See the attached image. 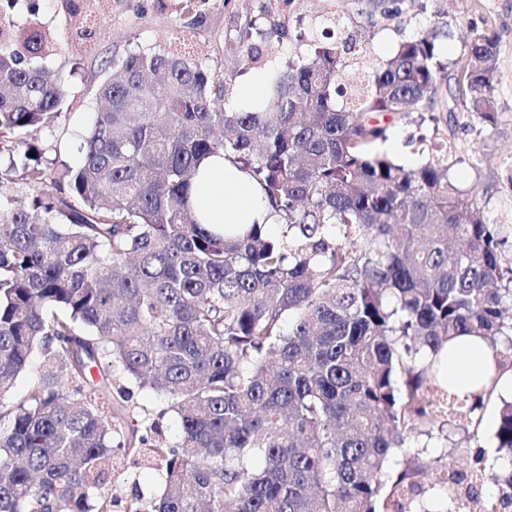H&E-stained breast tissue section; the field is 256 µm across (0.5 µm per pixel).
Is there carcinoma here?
Wrapping results in <instances>:
<instances>
[{
  "instance_id": "carcinoma-1",
  "label": "carcinoma",
  "mask_w": 512,
  "mask_h": 512,
  "mask_svg": "<svg viewBox=\"0 0 512 512\" xmlns=\"http://www.w3.org/2000/svg\"><path fill=\"white\" fill-rule=\"evenodd\" d=\"M403 3L365 0L368 23ZM28 14L23 49L0 40V512H406L421 471L386 494L383 476L417 425H451L429 395L468 406L477 427L495 391L444 383L439 352L478 336L512 369V267L448 142L420 137L426 159L407 170L378 150V116L430 112L436 135V110L495 123L496 33L466 30L452 69L439 25L356 67L357 36L332 12L257 108L230 105L225 79L185 48L131 52L98 87L80 165L54 169L29 152L66 82L41 64L50 33ZM219 153L260 187L277 234L226 237L198 219L193 180ZM18 168L43 186L29 209L2 181ZM122 378L166 400L177 442L125 424ZM495 436L512 461V402ZM133 449L162 471L155 501L108 488ZM492 479L506 512L512 471ZM463 483L442 478L446 506L472 496Z\"/></svg>"
}]
</instances>
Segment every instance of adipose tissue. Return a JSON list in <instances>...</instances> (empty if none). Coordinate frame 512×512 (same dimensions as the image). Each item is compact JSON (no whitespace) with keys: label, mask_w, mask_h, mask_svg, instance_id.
Instances as JSON below:
<instances>
[{"label":"adipose tissue","mask_w":512,"mask_h":512,"mask_svg":"<svg viewBox=\"0 0 512 512\" xmlns=\"http://www.w3.org/2000/svg\"><path fill=\"white\" fill-rule=\"evenodd\" d=\"M190 202L203 223L227 232L241 231L250 224L273 226L279 222L249 176L221 155L202 161ZM441 358L449 384L478 389L492 380L498 393L512 397V370L497 371L480 338H456Z\"/></svg>","instance_id":"ef3b65f1"}]
</instances>
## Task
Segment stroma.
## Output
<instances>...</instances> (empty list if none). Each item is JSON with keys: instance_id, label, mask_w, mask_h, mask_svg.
I'll return each mask as SVG.
<instances>
[{"instance_id": "1", "label": "stroma", "mask_w": 512, "mask_h": 512, "mask_svg": "<svg viewBox=\"0 0 512 512\" xmlns=\"http://www.w3.org/2000/svg\"><path fill=\"white\" fill-rule=\"evenodd\" d=\"M79 16L66 13L59 0H35L38 15L49 24L53 51L47 66L62 72L69 80L67 105L53 127L42 133L39 142L42 163L56 160L77 165L79 146L101 106L99 84L110 75L112 59L149 48H163L190 33L196 58L209 71L225 78L231 94H238L247 74L269 76L271 68L285 64L289 56L307 55L313 46L306 41L283 40L277 45L268 66L246 65L242 30L249 22L269 29L272 21L288 17L290 26L308 28L330 11L328 0H294L290 15H283L281 0H202L198 25H190L187 14L176 9V0H107L98 13V34L89 40L75 39L74 31L82 14L92 10L97 0H77ZM361 0H345L343 16L350 29L361 31L356 47L358 60L373 65L384 60L397 44L428 30L434 23L447 22L444 39L445 60L453 61L465 52L462 29H491L499 36L495 124L473 122L462 108L448 116L444 136L457 163L454 174L463 187H475L490 223L512 224V0H405L401 16L386 24L369 27ZM429 125L416 117H394L390 121L388 153L401 165L417 166L421 155L410 146V137L429 133ZM500 400L485 401L479 429H472L466 408H459L447 434H430L419 425L410 433L406 449L399 451L387 471V482H394L406 466L422 469L420 481L426 501L438 502L434 484L448 466L467 471L471 452L482 448L487 461L496 457L494 432ZM126 418L153 422L156 439L169 443L179 437L176 416L164 409L152 392L133 389L126 405ZM112 488L121 497H141L149 501L163 490L159 471L127 465L112 477Z\"/></svg>"}]
</instances>
